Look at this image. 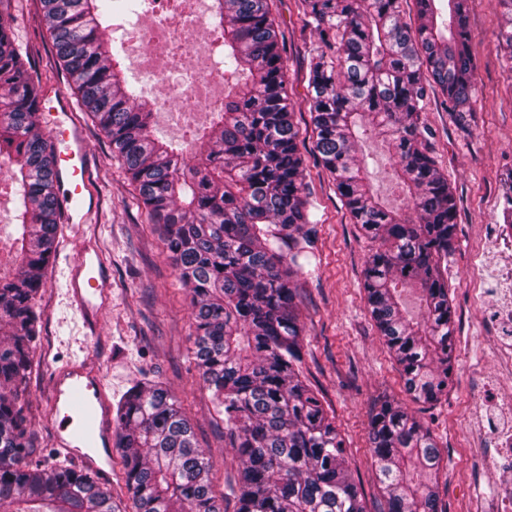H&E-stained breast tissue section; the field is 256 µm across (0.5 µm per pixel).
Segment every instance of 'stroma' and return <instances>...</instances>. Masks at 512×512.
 Here are the masks:
<instances>
[{
  "instance_id": "1",
  "label": "stroma",
  "mask_w": 512,
  "mask_h": 512,
  "mask_svg": "<svg viewBox=\"0 0 512 512\" xmlns=\"http://www.w3.org/2000/svg\"><path fill=\"white\" fill-rule=\"evenodd\" d=\"M18 34L27 43L32 72L41 83L67 89L52 41L40 22L39 0H12ZM470 48L477 101L458 124L441 93L429 94L422 119L433 133V155L457 201V233L444 277L455 310L454 373L448 394L433 405L409 402L398 366L367 309L364 269L373 248L353 224L336 185L312 151L315 141L306 99L307 63L316 46L302 28L298 0H273L279 39L286 47L288 93L300 129L305 180L318 222L313 254L298 280L304 373L336 414L370 512L382 496L368 448L370 414L378 397L405 402L430 429L443 461L439 490L446 512H502L499 486L507 482L486 428L498 393L512 378L497 374L493 309L503 281L512 282V228L505 226L504 192L512 183V56L501 47L500 12L492 0H468ZM101 195L94 223L61 225L59 257L46 271L38 302L40 334L23 403L33 460L52 453L47 416L53 368L64 359H89L104 376L111 400L135 382L162 383L181 403L200 448L213 468V490L235 512L230 489L238 477L234 452L199 378L192 354L191 296L177 278L153 225L138 208L135 191L112 158L109 141L88 113H79ZM95 235L112 269V300L99 322L100 340L88 345L78 314L65 305L66 255L81 235ZM485 267L483 293L473 290L475 261Z\"/></svg>"
}]
</instances>
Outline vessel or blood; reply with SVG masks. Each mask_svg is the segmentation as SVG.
Returning a JSON list of instances; mask_svg holds the SVG:
<instances>
[{
    "label": "vessel or blood",
    "instance_id": "1",
    "mask_svg": "<svg viewBox=\"0 0 512 512\" xmlns=\"http://www.w3.org/2000/svg\"><path fill=\"white\" fill-rule=\"evenodd\" d=\"M40 102L49 115L55 151L51 170L63 215L70 224L93 223L100 195L90 179L88 147L73 121L71 101L57 86L47 83L41 88ZM67 264L71 306L89 330L88 344H96L97 319L112 291L108 264L93 241L83 245L79 255L68 259ZM51 384L53 447L85 471L107 478L116 425L99 371L87 361L74 360L53 371Z\"/></svg>",
    "mask_w": 512,
    "mask_h": 512
}]
</instances>
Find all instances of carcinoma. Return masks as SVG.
<instances>
[{
    "mask_svg": "<svg viewBox=\"0 0 512 512\" xmlns=\"http://www.w3.org/2000/svg\"><path fill=\"white\" fill-rule=\"evenodd\" d=\"M131 2L40 0L41 22L78 108L109 140L190 291L191 353L235 453L237 512H367L335 418L301 367L297 276L316 229L270 0H212L229 92L200 136L208 148L200 163L155 136L157 107L127 80L107 38L103 17ZM300 2L303 29L318 38L307 73L315 150L353 222L378 243L364 271L366 304L406 392L431 404L453 371L454 312L441 265L456 236L457 203L421 112L433 89L454 111H472L468 0H413V26L403 0ZM495 6L512 57V0ZM30 70L27 45L0 13V158L17 226L13 274L0 277V512H116L110 490L91 475L64 461L29 462L21 398L61 217L54 147L38 123L41 85ZM372 134L393 160V192L410 216L373 187V157L357 150ZM407 289L417 294L416 316L405 306ZM114 420L135 512H223L212 464L167 388L136 382ZM369 445L385 512H444L440 449L400 402L386 397L373 409Z\"/></svg>",
    "mask_w": 512,
    "mask_h": 512,
    "instance_id": "1",
    "label": "carcinoma"
}]
</instances>
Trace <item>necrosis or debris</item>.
Instances as JSON below:
<instances>
[{
    "mask_svg": "<svg viewBox=\"0 0 512 512\" xmlns=\"http://www.w3.org/2000/svg\"><path fill=\"white\" fill-rule=\"evenodd\" d=\"M181 11L159 10L148 24L133 30L131 44L147 45L144 73L165 90L164 109L190 124L198 114L211 111L223 98L214 91L219 79L214 70L197 65L198 34L212 30L206 0H183Z\"/></svg>",
    "mask_w": 512,
    "mask_h": 512,
    "instance_id": "necrosis-or-debris-1",
    "label": "necrosis or debris"
}]
</instances>
